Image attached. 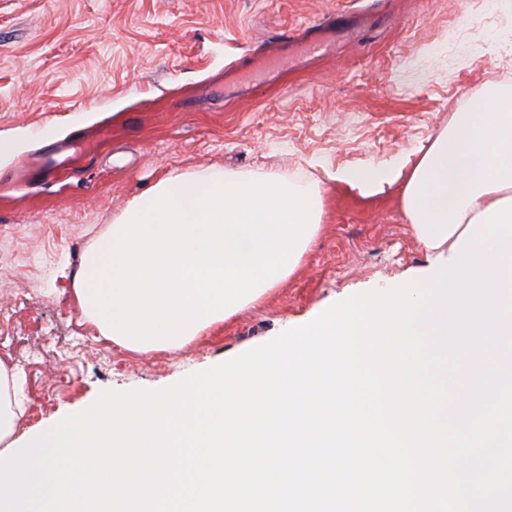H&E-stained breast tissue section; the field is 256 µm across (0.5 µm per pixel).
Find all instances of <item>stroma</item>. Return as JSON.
I'll return each mask as SVG.
<instances>
[{"mask_svg":"<svg viewBox=\"0 0 512 512\" xmlns=\"http://www.w3.org/2000/svg\"><path fill=\"white\" fill-rule=\"evenodd\" d=\"M345 12L364 34L294 41ZM243 80L225 89L226 71ZM507 73L512 0H0V357L22 377L15 440L105 391L159 390L350 295L423 275L398 188L337 170L418 159ZM275 172L322 190L295 273L179 349L104 339L73 296L81 254L169 173Z\"/></svg>","mask_w":512,"mask_h":512,"instance_id":"1","label":"stroma"}]
</instances>
